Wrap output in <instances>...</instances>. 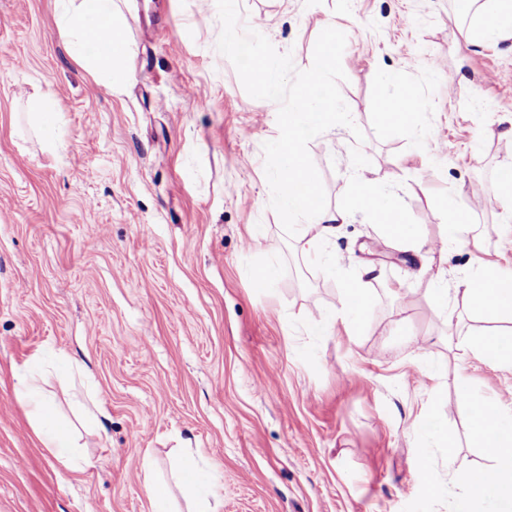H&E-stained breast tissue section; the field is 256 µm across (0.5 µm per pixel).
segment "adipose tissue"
Listing matches in <instances>:
<instances>
[{"label":"adipose tissue","instance_id":"adipose-tissue-1","mask_svg":"<svg viewBox=\"0 0 512 512\" xmlns=\"http://www.w3.org/2000/svg\"><path fill=\"white\" fill-rule=\"evenodd\" d=\"M57 4V27L68 41L74 60L95 80L106 82L110 90H119L131 75L126 13L115 0H57ZM468 7L476 15L475 25L466 31L469 43L512 40V0H469ZM322 45V63L307 73L298 94L289 102L277 145L278 201L289 214L311 223L310 235L298 239L301 253L310 260H319V244L331 243L337 225L348 223L352 212L360 211L375 223L385 246L418 257L420 274L428 276L432 285H447V254L425 251L419 226L409 223L390 196L380 192L376 179L360 177L349 206L332 208L320 202L315 192L317 177L306 164L301 144L309 127L336 122L330 95L337 51L335 25H327ZM380 278L376 267H364L356 279L345 283L340 308L332 318L316 320V328L326 329L334 319L352 325L360 321L371 303L368 288ZM456 292L469 310L502 325L499 332L481 335L462 345V355L511 368L512 268L482 266L460 281ZM21 388L25 396L34 400L36 431L43 446L55 452L64 468L78 469L81 461L73 452L75 442L70 430L48 427L47 402L39 398L33 380L22 378ZM457 389L469 410L472 438L494 463L487 470L459 473L458 481L468 492L459 508L468 512L471 501L480 500L492 503L494 512H512V415L475 396L467 379H459Z\"/></svg>","mask_w":512,"mask_h":512}]
</instances>
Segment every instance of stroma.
<instances>
[{
	"instance_id": "35a3bbf8",
	"label": "stroma",
	"mask_w": 512,
	"mask_h": 512,
	"mask_svg": "<svg viewBox=\"0 0 512 512\" xmlns=\"http://www.w3.org/2000/svg\"><path fill=\"white\" fill-rule=\"evenodd\" d=\"M119 5L133 75L116 93L73 59L56 0H0V512H152L148 455L186 512L173 477L186 449L217 512H455L457 474L492 465L455 380L512 412V368L459 358L485 322L441 301L363 213L338 228L342 269L296 250L274 143L335 19L340 117L302 146L322 202L347 205L357 176H375L433 248L446 206L469 213L449 285L478 259L512 267V211L497 203L512 41L467 43L456 0H235L239 38L279 65L265 88L225 48L224 0ZM391 71L390 93L414 94L411 125L376 107ZM40 91L54 99L55 149L24 120ZM367 264L382 272L367 315L316 332L309 311L339 307ZM29 371L53 423L75 430L80 471L37 438L19 385Z\"/></svg>"
}]
</instances>
